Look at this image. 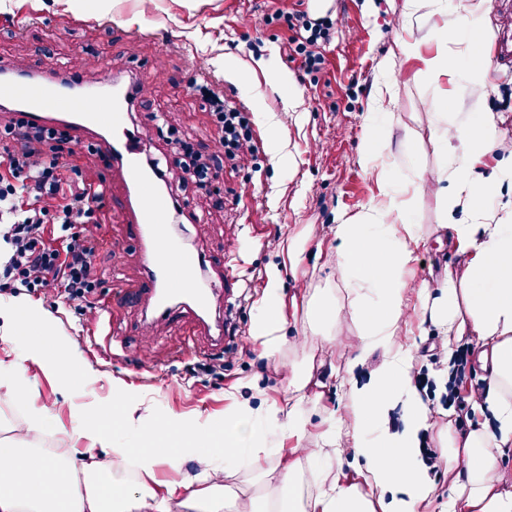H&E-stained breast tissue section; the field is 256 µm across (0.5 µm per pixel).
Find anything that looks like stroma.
I'll list each match as a JSON object with an SVG mask.
<instances>
[{
    "instance_id": "1",
    "label": "stroma",
    "mask_w": 512,
    "mask_h": 512,
    "mask_svg": "<svg viewBox=\"0 0 512 512\" xmlns=\"http://www.w3.org/2000/svg\"><path fill=\"white\" fill-rule=\"evenodd\" d=\"M466 2L434 0L430 7L418 9L409 0H327V9L320 13L313 0H86L82 6L74 0H0V58L36 54L46 65L62 67L72 57L92 51L103 74L147 78L146 101L133 104L127 121L140 127L149 158L170 154L152 119L156 112L165 113L198 148L212 145L216 129L208 105L190 87L201 79L205 66L212 71L211 81L247 108L258 147L253 159L235 169L224 168L216 184L223 209L209 208L192 186L179 183L177 174L168 179L175 203L199 218L198 223L181 227L188 250L200 253L210 267L233 259L246 283L233 300L236 338L214 344L202 336L189 337L184 319L153 315L140 296L117 293L115 279L131 288L140 283L145 270L140 241L123 222L117 197H108L105 222L98 231L97 295L111 303L112 317L97 339L98 349L81 346L83 322L72 303L24 288L0 294V303L35 302L54 317L59 336L80 345L73 368L95 374L96 381L88 388L59 378L51 356L40 365L25 362L11 320L1 316L0 364L25 367L29 382L26 398L8 403L0 399V438H11L16 419H28L31 406L43 405L51 410L52 423L33 434V447L59 441L66 444L77 467L104 461L121 473L128 462L114 457L113 448L138 451V433L168 417L220 425L225 411L238 400L248 401L260 413L270 404H284L290 392L281 362H299L313 353L320 364L304 390L305 432L300 442L315 447L331 427V412L346 402L339 381L347 372L349 346L358 334L350 320H326L309 328L303 308L292 304L307 290L328 307L348 304L336 269L343 246L325 234V225L362 215L388 183L410 184L420 171L434 174L444 156L434 143L432 120L448 103L472 124L486 112L495 117L499 147L485 157L483 176L512 164V70L491 67L485 92L473 95L466 79L470 36L451 28ZM278 8L333 21L331 40L315 47L321 57L319 72L300 76V61L285 22H264V15ZM135 25L151 29L153 35L130 53L125 49L126 33ZM411 38L419 41L415 57L400 50L401 42ZM445 46L457 58L454 81L426 78L424 59ZM384 83L390 92L383 114L372 124L371 101ZM406 128L418 139V150L401 145L400 134ZM371 134L392 142L385 183L361 163ZM411 215L428 245L418 252L410 275L432 296H440L443 268L464 274L465 260L448 245L435 195L414 197ZM305 226L311 240L303 272L296 276L288 266V238ZM275 267L280 270L287 321L277 362L264 357L253 340L268 273ZM324 334L334 336L335 344L317 345ZM399 340L408 348L414 370L427 373L424 392L431 427L425 449L440 451L448 431L492 424L489 412L473 406L460 411L447 395L451 389L466 394L484 382L486 374L476 358H469L462 374L449 372L455 348L445 347L434 324L412 316L405 319ZM145 343L153 349L147 362L138 357ZM218 361L224 364L223 373H207L206 364ZM123 386L135 387L138 399L122 407V418L104 443L85 453L84 441L71 433L76 409L111 407Z\"/></svg>"
}]
</instances>
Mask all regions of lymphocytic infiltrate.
I'll list each match as a JSON object with an SVG mask.
<instances>
[{"label": "lymphocytic infiltrate", "instance_id": "1", "mask_svg": "<svg viewBox=\"0 0 512 512\" xmlns=\"http://www.w3.org/2000/svg\"><path fill=\"white\" fill-rule=\"evenodd\" d=\"M199 89L217 128L209 153L196 152L177 135L170 141L184 179L206 190L220 178L225 164L247 161L257 146L243 106L230 101L218 86L206 82ZM69 141L67 132L56 127L14 118L0 125V240L11 250L0 267V280L74 302L78 314L89 319L101 284L96 229L105 195L90 182L74 186L65 161ZM49 224L59 226L62 250L46 247Z\"/></svg>", "mask_w": 512, "mask_h": 512}]
</instances>
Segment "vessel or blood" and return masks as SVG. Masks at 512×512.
<instances>
[{
	"instance_id": "1",
	"label": "vessel or blood",
	"mask_w": 512,
	"mask_h": 512,
	"mask_svg": "<svg viewBox=\"0 0 512 512\" xmlns=\"http://www.w3.org/2000/svg\"><path fill=\"white\" fill-rule=\"evenodd\" d=\"M93 58H71L64 70L44 67L39 57L0 64L7 81L0 83V101L18 107L25 122L54 126L67 121L71 137L92 141L112 159V170L122 194L123 220L137 234L144 256L143 293L160 315L172 309L173 298L191 296L195 313L210 308L224 296L229 283L238 282L234 265L204 271L199 254L182 249L164 232L167 223L185 218L171 198L156 191L158 178L144 161L145 145L138 127L125 124L120 110L130 94L146 89L145 81L86 83L84 95L63 93L74 75L96 68Z\"/></svg>"
}]
</instances>
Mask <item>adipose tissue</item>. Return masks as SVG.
<instances>
[{
    "mask_svg": "<svg viewBox=\"0 0 512 512\" xmlns=\"http://www.w3.org/2000/svg\"><path fill=\"white\" fill-rule=\"evenodd\" d=\"M433 133L440 147L455 150L457 165L440 169L431 180L417 174L412 188L423 193L435 182L457 184V191L442 198L441 225L450 244L468 257L465 275L458 278L445 273L439 299L431 302L421 294L417 306H410L407 294L415 285L407 272L427 239L407 218L408 198L389 194L369 208L363 223L346 221L329 228L346 246L336 268L349 298L348 310L325 307L312 296L302 299L308 322L325 317L339 321L348 314L358 323L351 367L364 365L374 351L386 355L367 384L351 385L348 392L354 450L367 461L363 482L331 466L324 471L314 469L318 459L331 462L344 455L336 432L326 433L320 447L295 446L268 466L260 438L248 442L243 436L244 427L253 422L249 403L235 402L224 415L219 433L225 449L238 457L247 456L255 483L273 489L276 500L287 504L289 512H420V504L430 500L434 488L420 453V437L431 426L430 409L413 384L406 350L396 345L401 322L413 309L441 330L447 345L474 346L487 374V388L474 403L490 412L494 427L473 429L463 438L451 434L445 443L453 512H512V490L503 486L496 465L497 455L512 452V199L500 212L486 210L490 199L501 197L504 186L512 187V168L489 178L475 174L497 141L492 115L472 125L461 122L458 113L438 112ZM279 281V272H272L263 317L254 332L255 341L269 358L277 357L283 346ZM0 312L27 337L28 357L42 358L51 350L64 362L76 358V349L56 341L52 319L37 306L15 302ZM287 372L295 398L273 406L264 421L299 436L303 414L298 395L311 372L304 365L288 366ZM396 406L403 409L402 430H382L384 418ZM371 426L380 432L368 443L362 433ZM145 439L148 447L138 454L123 447L113 448L112 453L133 457L138 472L150 479L160 466L180 465L179 450L155 447L152 433ZM196 454L201 464L200 488L190 489L185 481H161L152 489L142 484L129 486L117 474L104 484L95 473L78 474L75 466L50 461L37 449L0 442V512H142L149 499L155 512H220L210 505L216 492L232 498L235 512H265L261 500L231 485L227 467L216 463L204 449L197 448Z\"/></svg>",
    "mask_w": 512,
    "mask_h": 512,
    "instance_id": "adipose-tissue-1",
    "label": "adipose tissue"
}]
</instances>
